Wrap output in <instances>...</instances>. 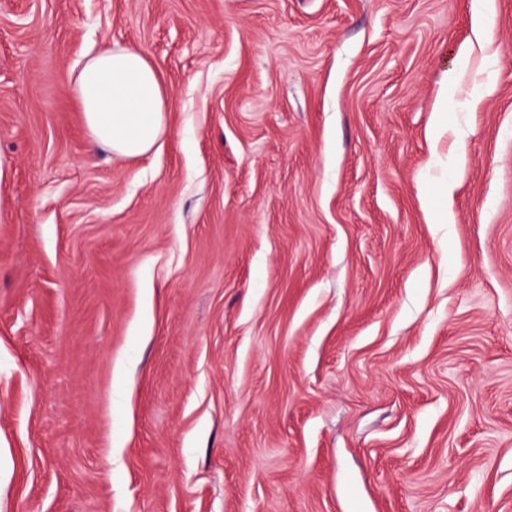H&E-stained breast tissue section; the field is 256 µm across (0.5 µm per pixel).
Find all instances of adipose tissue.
Instances as JSON below:
<instances>
[{
  "instance_id": "1",
  "label": "adipose tissue",
  "mask_w": 512,
  "mask_h": 512,
  "mask_svg": "<svg viewBox=\"0 0 512 512\" xmlns=\"http://www.w3.org/2000/svg\"><path fill=\"white\" fill-rule=\"evenodd\" d=\"M89 135L121 158L147 154L167 128L169 96L147 53L107 47L74 80Z\"/></svg>"
}]
</instances>
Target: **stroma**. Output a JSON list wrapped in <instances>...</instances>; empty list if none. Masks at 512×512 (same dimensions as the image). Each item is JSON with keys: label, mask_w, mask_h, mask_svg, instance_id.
Listing matches in <instances>:
<instances>
[{"label": "stroma", "mask_w": 512, "mask_h": 512, "mask_svg": "<svg viewBox=\"0 0 512 512\" xmlns=\"http://www.w3.org/2000/svg\"><path fill=\"white\" fill-rule=\"evenodd\" d=\"M475 7L0 0V512H512V0ZM107 43L171 98L134 159L72 92Z\"/></svg>", "instance_id": "obj_1"}]
</instances>
